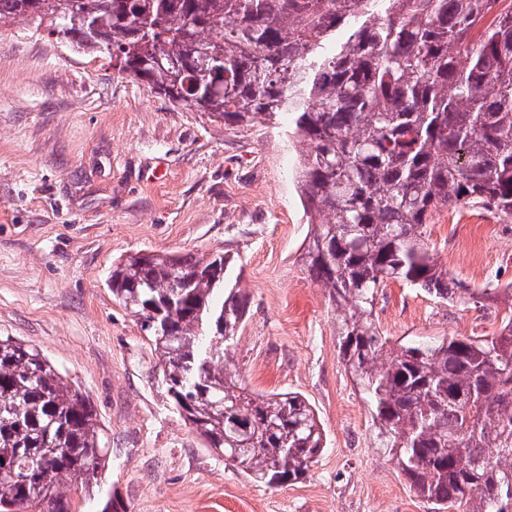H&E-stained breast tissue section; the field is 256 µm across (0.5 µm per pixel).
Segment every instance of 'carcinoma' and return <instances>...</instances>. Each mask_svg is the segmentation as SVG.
<instances>
[{
  "label": "carcinoma",
  "mask_w": 512,
  "mask_h": 512,
  "mask_svg": "<svg viewBox=\"0 0 512 512\" xmlns=\"http://www.w3.org/2000/svg\"><path fill=\"white\" fill-rule=\"evenodd\" d=\"M0 22L44 28L226 124H278L304 144L305 265L336 306L338 349L377 447L429 512L512 500V316L491 336L392 340L373 308L388 282L442 304L512 284L448 287L424 240L441 207L512 221V0H0ZM341 40H336L338 33ZM233 256L135 254L112 297L152 342L168 402L205 447L271 489L326 446L298 392L256 394L230 353L248 312ZM87 399L41 353L0 336V512H71L109 449Z\"/></svg>",
  "instance_id": "obj_1"
}]
</instances>
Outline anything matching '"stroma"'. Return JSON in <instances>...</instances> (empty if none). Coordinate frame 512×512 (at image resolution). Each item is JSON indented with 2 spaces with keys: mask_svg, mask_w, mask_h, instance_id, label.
<instances>
[{
  "mask_svg": "<svg viewBox=\"0 0 512 512\" xmlns=\"http://www.w3.org/2000/svg\"><path fill=\"white\" fill-rule=\"evenodd\" d=\"M285 130L180 111L104 56L0 26V336L89 398L111 450L103 487L129 512H427L376 448L328 292L306 271L302 147ZM426 238L449 279L512 284V222L450 207ZM137 252L239 257L249 311L234 358L249 391L315 406L327 444L305 479L254 482L170 409L152 345L107 286L113 263ZM511 309L440 304L391 282L375 322L395 339L489 336Z\"/></svg>",
  "mask_w": 512,
  "mask_h": 512,
  "instance_id": "35a3bbf8",
  "label": "stroma"
}]
</instances>
